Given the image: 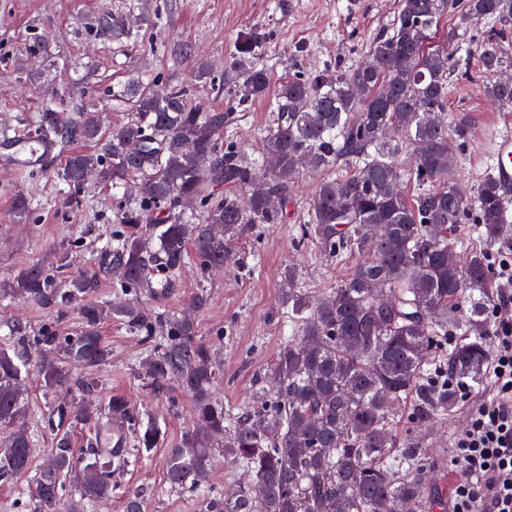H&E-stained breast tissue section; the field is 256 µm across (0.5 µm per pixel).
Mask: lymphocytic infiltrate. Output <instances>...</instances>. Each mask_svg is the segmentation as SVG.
I'll list each match as a JSON object with an SVG mask.
<instances>
[{"label":"lymphocytic infiltrate","mask_w":512,"mask_h":512,"mask_svg":"<svg viewBox=\"0 0 512 512\" xmlns=\"http://www.w3.org/2000/svg\"><path fill=\"white\" fill-rule=\"evenodd\" d=\"M495 277L485 367L492 391L472 407L467 427L454 438L448 512H512V256L502 255Z\"/></svg>","instance_id":"f902f5d3"}]
</instances>
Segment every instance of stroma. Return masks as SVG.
I'll list each match as a JSON object with an SVG mask.
<instances>
[{
	"mask_svg": "<svg viewBox=\"0 0 512 512\" xmlns=\"http://www.w3.org/2000/svg\"><path fill=\"white\" fill-rule=\"evenodd\" d=\"M398 0H0V134H24L37 114L55 108L62 121L82 112H103L116 126L132 117L128 103L115 98L129 82L145 88L187 87L193 102L230 112L225 140L246 156L261 152L259 135L272 120V100L239 103L229 73L236 40L259 28L270 38L258 61L279 80L354 68L370 43L389 30ZM459 42V68L448 82V110L470 118L467 141L457 155L453 182L474 191L493 167L492 144L497 134L512 131V108L500 106L487 93L490 83L512 78V22L473 21L460 9L449 10L428 41L436 47ZM500 46L504 67L485 73L480 51L485 43ZM158 44L190 48V55L172 59L155 53ZM206 76H199V66ZM66 151L56 150L39 169L0 166V285L30 264L61 267L64 275L97 271L102 251L119 229L117 220L126 187L90 179L80 206H72L57 172ZM322 176L304 173L288 198L282 224H259L231 248L223 268L210 274L185 269L174 293L143 297L145 307L159 312L192 314L200 336L216 345L220 358L214 397L228 409L255 403L258 390L278 350L293 334L283 316V273L295 269L302 288L326 292L344 280L355 259L340 263L322 255L310 239H302L307 208ZM26 197L29 211L18 216L13 203ZM206 291L208 305L192 311L190 302ZM38 332L48 324L64 335L79 328L76 310L49 312L35 304L0 299V348H10L15 323ZM111 350L108 365L98 371L97 395L125 394L143 422L157 425L156 448L140 453L134 466L116 474L111 499L93 504L90 512H123L124 492L138 488L146 495V512H203L211 495L234 489L245 475L216 448L205 487L188 492L166 481L169 448L192 425V399L177 386L155 394L139 377V363L150 349L141 335L112 321L102 327ZM32 409L27 427L38 455L52 446L41 419L54 394L45 392L34 374L23 377ZM461 399L447 419L427 429L433 448H452L456 433L466 428L473 398Z\"/></svg>",
	"mask_w": 512,
	"mask_h": 512,
	"instance_id": "1",
	"label": "stroma"
}]
</instances>
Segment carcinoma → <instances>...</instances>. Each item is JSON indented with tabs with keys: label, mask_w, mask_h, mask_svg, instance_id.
<instances>
[{
	"label": "carcinoma",
	"mask_w": 512,
	"mask_h": 512,
	"mask_svg": "<svg viewBox=\"0 0 512 512\" xmlns=\"http://www.w3.org/2000/svg\"><path fill=\"white\" fill-rule=\"evenodd\" d=\"M451 6L452 0H400L391 31L371 42L362 66L279 82L277 115L261 133L259 159L224 144L230 113L191 106L185 88L120 91L136 116L103 141L100 112L70 122L50 107L39 114L35 139L63 148L100 143L66 160L61 178L74 203L81 202L84 175L91 172L114 185L132 182L136 194L120 216L125 230L101 255L98 271L61 280L34 264L0 289L3 298L51 312L76 307L80 317L71 336L51 326L31 336L15 324L13 353L0 349V432H8L0 441V484L27 473L34 458L24 425V368L35 371L46 390L74 394L47 413L55 434L50 459L35 479L40 512H85V504L112 495V474L128 464V455L103 450L112 418L129 422L134 447L158 444L159 431L136 420L125 397L96 399L95 372L111 358L102 324L116 320L157 341L141 361L140 377L156 389L173 381L193 400L194 424L169 450L168 484L203 487L219 434L224 456L244 467L248 479L234 496L208 497L204 512H408L424 500L426 474L441 460L421 436L398 440L394 425L402 417L414 427L445 418L458 394L442 373L478 385L490 355L488 253L475 246L458 255L448 230L468 209L485 239H502L509 224L493 177L468 197L448 183L452 143L469 135L467 117L447 113L448 74L458 48L446 42L429 51L425 42ZM462 10L475 21H512V0H462ZM265 41L260 29L236 41L241 102L262 99L270 89L271 74L257 61ZM480 62L488 72L503 67L491 42ZM488 94L512 108V83L497 81ZM405 146L413 158L406 168L397 162ZM304 168L340 173L317 186L303 235L332 260L357 254L361 261L322 295L299 287L293 270L284 272L282 294L295 336L278 351L260 404L226 411L213 398L217 348L199 336L194 320L152 312L139 296L156 294L151 270L161 269L163 288L173 291L191 261L204 271L221 267L246 230L282 223L280 203ZM412 182L420 191L410 197ZM220 184L246 190V202L231 192L211 202ZM193 203L207 207L200 223L187 213ZM160 204L165 222L144 228ZM380 224L387 231L376 239ZM102 274L127 298L94 299ZM453 336L458 343L450 346ZM79 425L88 435L77 450L71 429ZM124 509L145 512L144 493L128 492Z\"/></svg>",
	"instance_id": "obj_1"
}]
</instances>
